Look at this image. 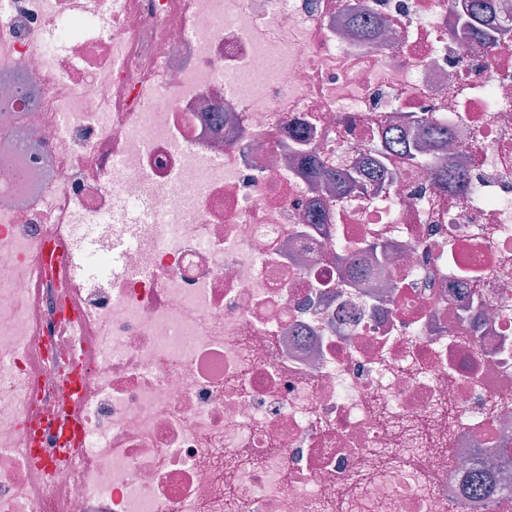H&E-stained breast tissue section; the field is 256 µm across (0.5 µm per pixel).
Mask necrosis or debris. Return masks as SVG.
I'll list each match as a JSON object with an SVG mask.
<instances>
[{"instance_id":"4bbe7bcc","label":"necrosis or debris","mask_w":512,"mask_h":512,"mask_svg":"<svg viewBox=\"0 0 512 512\" xmlns=\"http://www.w3.org/2000/svg\"><path fill=\"white\" fill-rule=\"evenodd\" d=\"M464 11L0 0V512H512V38ZM414 116L383 187L302 175ZM397 149H399L401 154L408 160H416L418 151L421 149L420 136L415 134L411 138H406L405 135L396 136L386 131L380 143L381 153H389Z\"/></svg>"}]
</instances>
